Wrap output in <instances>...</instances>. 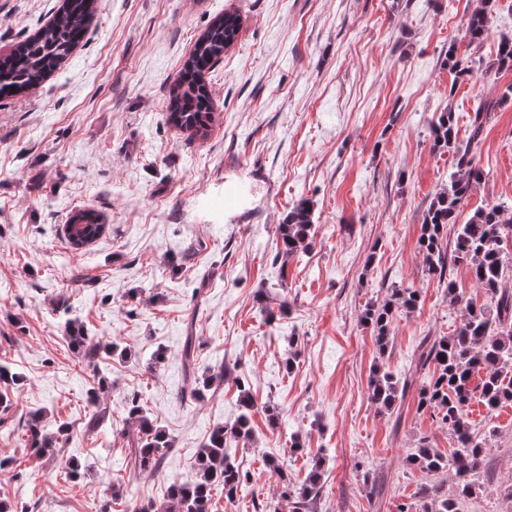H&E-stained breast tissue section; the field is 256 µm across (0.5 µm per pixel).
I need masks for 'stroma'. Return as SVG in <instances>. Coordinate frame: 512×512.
Instances as JSON below:
<instances>
[{
	"mask_svg": "<svg viewBox=\"0 0 512 512\" xmlns=\"http://www.w3.org/2000/svg\"><path fill=\"white\" fill-rule=\"evenodd\" d=\"M63 0H0V51L44 26ZM478 0H96L83 40L32 92L0 99V383L12 403L0 424V501L11 512H133L171 482L194 480L200 448L239 413L249 382L253 437L233 443L255 476L243 497L215 493L212 512H290L265 470L279 457L301 484L311 459L324 477L315 512H399L422 475L407 457L420 437L448 454V430L419 411L423 340L451 334L456 315L419 249L424 210L447 184L451 154L431 126L452 111L467 132L480 101L501 97L512 70L493 65V42L512 35V0H494L490 39L468 50ZM242 26L202 80L213 104L206 134L168 120V89L196 40L224 12ZM482 65L455 84L449 48ZM475 161L490 170L463 215L512 204V101L484 124ZM303 198L312 244L286 257L278 226ZM92 208L106 230L74 251L72 210ZM419 289L397 314L386 355L361 323L392 284ZM79 320L116 354L87 361L66 323ZM197 366L228 367L204 397L185 396L187 321ZM293 368H286L289 351ZM407 383L384 412L369 396L374 364ZM108 378L98 387L96 373ZM139 393L171 446L153 473L135 469L138 426L121 399ZM276 409L269 426L268 409ZM105 411L98 434L85 425ZM72 438L53 455L19 448L30 412ZM470 416L491 448V489L461 512H512V403ZM304 450L291 453V436ZM81 466L79 480L66 474Z\"/></svg>",
	"mask_w": 512,
	"mask_h": 512,
	"instance_id": "35a3bbf8",
	"label": "stroma"
}]
</instances>
